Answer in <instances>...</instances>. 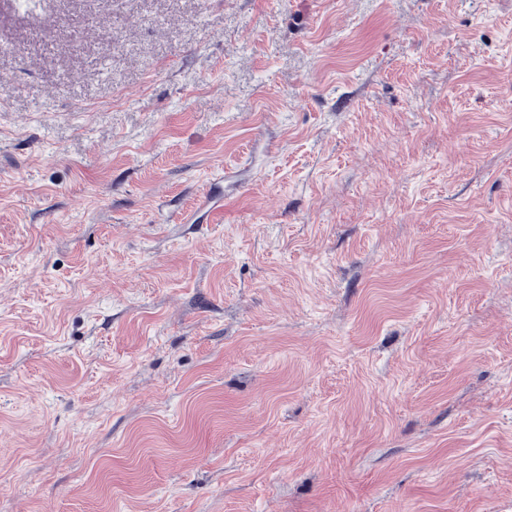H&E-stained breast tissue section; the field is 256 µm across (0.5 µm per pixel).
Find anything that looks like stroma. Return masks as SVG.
<instances>
[{"mask_svg": "<svg viewBox=\"0 0 512 512\" xmlns=\"http://www.w3.org/2000/svg\"><path fill=\"white\" fill-rule=\"evenodd\" d=\"M0 512H512V0H0Z\"/></svg>", "mask_w": 512, "mask_h": 512, "instance_id": "1", "label": "stroma"}]
</instances>
